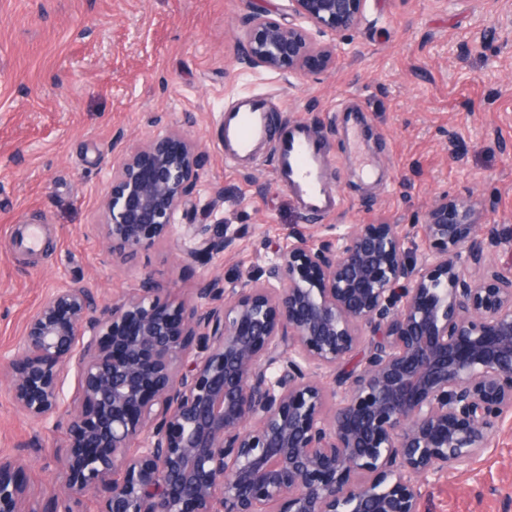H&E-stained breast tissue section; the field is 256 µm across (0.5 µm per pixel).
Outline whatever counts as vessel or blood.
<instances>
[{"mask_svg":"<svg viewBox=\"0 0 512 512\" xmlns=\"http://www.w3.org/2000/svg\"><path fill=\"white\" fill-rule=\"evenodd\" d=\"M273 143L275 176L294 196L299 207L311 216H325L336 208L326 187L323 151L318 140L302 123L274 132L263 99L237 100L224 111L225 157L230 161L253 155L256 147Z\"/></svg>","mask_w":512,"mask_h":512,"instance_id":"1","label":"vessel or blood"}]
</instances>
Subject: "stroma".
Masks as SVG:
<instances>
[{
	"label": "stroma",
	"instance_id": "1",
	"mask_svg": "<svg viewBox=\"0 0 512 512\" xmlns=\"http://www.w3.org/2000/svg\"><path fill=\"white\" fill-rule=\"evenodd\" d=\"M247 13L246 0H0V356L63 283L112 299L151 272L177 302L213 277L239 286L297 229L316 245L393 224L423 242L443 196L497 225L491 259L512 265V0H366L359 29L320 37L337 44L335 63L303 77L240 64ZM246 96L264 98L272 124L285 115L319 139L333 214L302 213L271 152L225 161L221 116ZM171 129L205 151L194 195L223 187L213 220L235 242L203 265L171 243L113 265L112 166ZM26 224L41 225L39 249L20 244ZM65 440L0 386V454L29 456L21 479L35 499L59 490ZM421 492L420 512H512V413L489 448Z\"/></svg>",
	"mask_w": 512,
	"mask_h": 512
}]
</instances>
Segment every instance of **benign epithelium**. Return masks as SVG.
Listing matches in <instances>:
<instances>
[{
  "label": "benign epithelium",
  "mask_w": 512,
  "mask_h": 512,
  "mask_svg": "<svg viewBox=\"0 0 512 512\" xmlns=\"http://www.w3.org/2000/svg\"><path fill=\"white\" fill-rule=\"evenodd\" d=\"M366 0H288L292 22L250 12L242 63L303 75L335 52L313 33L364 21ZM205 152L176 132L112 168L103 208L112 264L169 241L177 215L211 217L191 189ZM199 262L235 236L195 224ZM498 230L441 197L424 249L393 224L279 249L239 288L217 278L161 299L143 276L106 301L83 282L53 289L0 359L17 406L65 429L61 492L28 499L21 455H0V512H419L420 485L467 463L512 411V268L488 260ZM354 365L336 371L346 360Z\"/></svg>",
  "instance_id": "benign-epithelium-1"
}]
</instances>
